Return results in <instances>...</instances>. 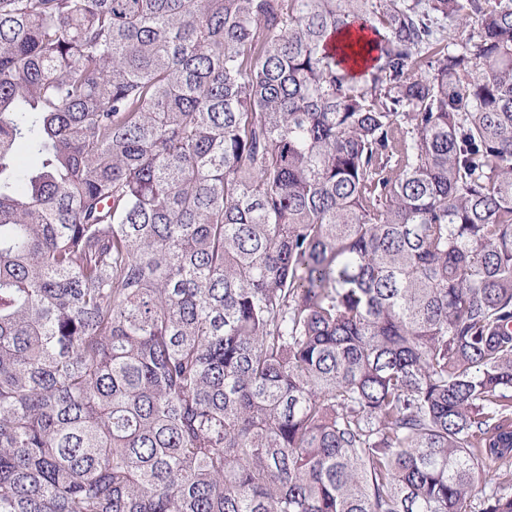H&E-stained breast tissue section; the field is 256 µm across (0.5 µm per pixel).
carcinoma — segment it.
<instances>
[{
	"mask_svg": "<svg viewBox=\"0 0 512 512\" xmlns=\"http://www.w3.org/2000/svg\"><path fill=\"white\" fill-rule=\"evenodd\" d=\"M0 512H512V0H0Z\"/></svg>",
	"mask_w": 512,
	"mask_h": 512,
	"instance_id": "carcinoma-1",
	"label": "carcinoma"
}]
</instances>
